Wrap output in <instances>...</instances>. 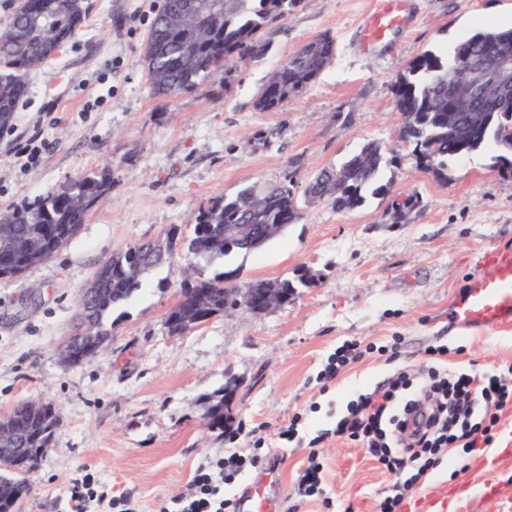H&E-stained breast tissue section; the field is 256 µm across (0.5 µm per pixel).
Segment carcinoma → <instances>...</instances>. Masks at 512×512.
I'll return each instance as SVG.
<instances>
[{
    "mask_svg": "<svg viewBox=\"0 0 512 512\" xmlns=\"http://www.w3.org/2000/svg\"><path fill=\"white\" fill-rule=\"evenodd\" d=\"M183 0H163L155 14L143 49L142 63L151 88L158 95L174 99L193 91L199 82L219 75L230 63H240L263 55L267 42L260 31L284 19L299 6L300 0H224L218 17L204 19V30L196 40L191 56L183 53L184 32L175 24ZM84 13L70 14L60 0H24L15 10L9 26L0 32V113L14 112L16 103L27 93V74L41 67L68 41L82 23ZM499 48L512 49V28L477 30L460 40L453 50L441 55L426 51L414 59L393 86L395 104L406 118L405 138L425 167L436 172L447 169L448 161L471 153L485 145L500 152L498 159L508 163L512 171V126L486 119H471L476 109L467 101L452 100L450 85L462 73L453 63L461 53L481 57ZM334 42L317 36L288 57L269 77L257 106L263 111L278 109L288 99L302 93L330 65L334 58ZM481 93L504 109L512 110V91L501 97L491 84ZM387 158L376 143L363 145L360 151L338 167L322 169L310 182L307 192L318 201L331 204L338 211L358 207L365 192L374 182ZM112 190V171H99L70 180L60 190L15 208L3 221L19 229L18 237L35 239L44 259H50L65 243L78 235L89 214L103 196ZM301 219L294 197L292 179L278 183L251 185L236 196L216 197L201 207L191 234L185 236L177 226L167 229L165 236L172 248H180L198 266H211L233 252L250 253L248 245L224 241L226 224H295ZM167 257L149 250V242H136L112 256L104 266L108 276L103 283L107 300L97 305L96 319L104 338L111 336L104 319L115 307L128 302L142 286L143 274L164 264ZM32 268L27 252L11 253L0 249V277L14 276L13 270ZM228 273L199 277L182 288V294L203 293L207 314H224V278ZM249 288H279L294 294L289 280H255ZM167 317L188 330L205 321L206 314L192 303L181 301L172 306ZM206 418L215 429L224 430V398L206 408ZM23 447H48L61 420L55 405L42 416L28 417L11 413ZM0 487L9 490L0 501V512H18V504L26 493V482L18 471L0 464Z\"/></svg>",
    "mask_w": 512,
    "mask_h": 512,
    "instance_id": "1",
    "label": "carcinoma"
}]
</instances>
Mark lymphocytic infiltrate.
Segmentation results:
<instances>
[{"instance_id": "f902f5d3", "label": "lymphocytic infiltrate", "mask_w": 512, "mask_h": 512, "mask_svg": "<svg viewBox=\"0 0 512 512\" xmlns=\"http://www.w3.org/2000/svg\"><path fill=\"white\" fill-rule=\"evenodd\" d=\"M447 353L441 346L428 349L425 378L402 368L377 390L349 402L333 436L365 443L386 469L409 467L422 475L442 463L448 447L474 435L469 419L476 404H483L489 427H496L512 409V388L495 371L478 379L447 375ZM258 464L257 457L233 453L199 467L186 493L162 501L157 512H224L222 485Z\"/></svg>"}]
</instances>
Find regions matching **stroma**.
I'll return each instance as SVG.
<instances>
[{"label": "stroma", "mask_w": 512, "mask_h": 512, "mask_svg": "<svg viewBox=\"0 0 512 512\" xmlns=\"http://www.w3.org/2000/svg\"><path fill=\"white\" fill-rule=\"evenodd\" d=\"M82 26L29 76L7 134L0 136V215L101 166L112 191L79 234L49 260L0 278V417L18 403L53 402L62 420L24 473L19 512H70L72 481L131 498L136 512L183 493L204 463L300 417L288 445L262 449L279 471L278 512L298 502L295 483L309 440L333 428L358 394L374 391L395 368L423 367L427 347L448 348V366L512 381V326L468 328L448 311L472 277L491 268L490 253L512 251V173L496 151L449 161L444 176L422 167L404 139L405 117L392 87L428 50L448 51L473 31L512 27V0H409L403 27L375 51L360 39L372 0H301L262 35L263 56L227 68L192 92L156 97L140 62L160 0H88ZM329 34L331 64L278 110L256 99L269 73L307 41ZM53 150L20 170L15 157L34 125ZM369 142L388 158L377 177L385 190L340 212L309 200L314 175ZM292 176L302 213L262 250L203 268L233 280L296 282L287 306L237 310L171 335L165 317L192 271L175 252L148 273L140 292L106 318L110 342L98 357L64 365L59 346L75 324L77 301L94 272L127 244L156 240L173 225L192 232L200 207L260 182ZM365 355L320 390L316 377L347 342ZM392 347L386 363L379 346ZM235 382L233 436L209 429L207 403ZM512 411L491 443L452 446L404 497L400 512H454L452 494L469 492L464 512H511L512 457L494 456ZM329 507L314 512H379L408 471L389 472L367 448L325 437L319 449ZM494 459L496 496L481 477Z\"/></svg>", "instance_id": "1"}]
</instances>
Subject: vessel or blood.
<instances>
[{"mask_svg": "<svg viewBox=\"0 0 512 512\" xmlns=\"http://www.w3.org/2000/svg\"><path fill=\"white\" fill-rule=\"evenodd\" d=\"M407 15L408 0H373L362 27L365 48L378 46L388 30L406 22ZM449 317L463 326L487 328L512 322V252L495 254L491 271L471 280L451 306ZM277 482L274 467H264L261 480L239 501V512H275Z\"/></svg>", "mask_w": 512, "mask_h": 512, "instance_id": "b4317fda", "label": "vessel or blood"}]
</instances>
